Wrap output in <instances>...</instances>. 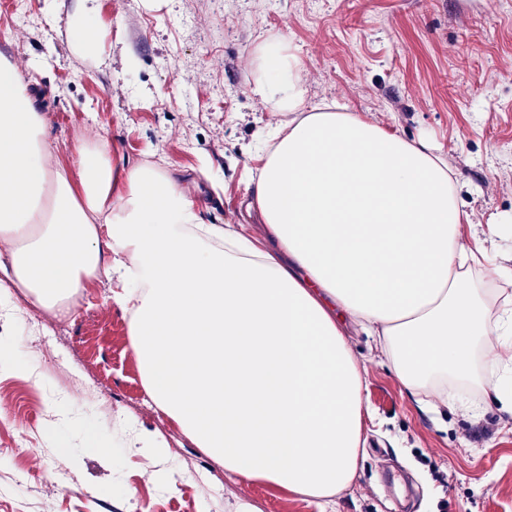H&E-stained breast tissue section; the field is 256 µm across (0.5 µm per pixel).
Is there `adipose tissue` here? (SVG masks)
<instances>
[{"mask_svg": "<svg viewBox=\"0 0 512 512\" xmlns=\"http://www.w3.org/2000/svg\"><path fill=\"white\" fill-rule=\"evenodd\" d=\"M253 94L280 121L257 149L261 243L207 224L174 176L106 144L55 160L0 56V274L37 307L112 278L154 403L224 470L333 505L355 479L366 412L348 328L378 336L413 396L512 360V308L471 287L496 226L464 233L448 163L359 115L312 108L283 38Z\"/></svg>", "mask_w": 512, "mask_h": 512, "instance_id": "1", "label": "adipose tissue"}]
</instances>
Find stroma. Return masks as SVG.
Segmentation results:
<instances>
[{
	"instance_id": "1",
	"label": "stroma",
	"mask_w": 512,
	"mask_h": 512,
	"mask_svg": "<svg viewBox=\"0 0 512 512\" xmlns=\"http://www.w3.org/2000/svg\"><path fill=\"white\" fill-rule=\"evenodd\" d=\"M287 40L312 105L341 106L448 160L465 226L497 225L512 252V0H15L0 11V54L13 65L70 161L78 143L107 142L119 163L158 158L204 223L260 229L248 181L269 103L251 89L260 46ZM22 314L0 332V385L29 364L39 409L26 428L41 451L0 446V512H321L273 486L236 484L211 497L223 464L190 437L166 442L132 403L144 388L129 337L113 338L123 308L100 277L71 308L66 344L34 340ZM92 338L116 407L86 391L76 351ZM370 413L355 481L338 512H512V412L479 381L451 377L438 410L400 385L373 337L352 333Z\"/></svg>"
}]
</instances>
